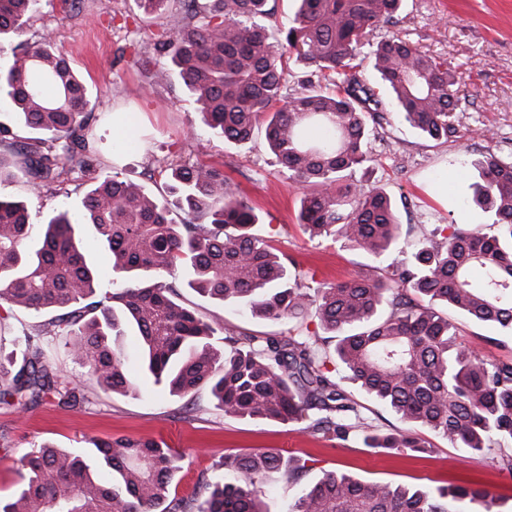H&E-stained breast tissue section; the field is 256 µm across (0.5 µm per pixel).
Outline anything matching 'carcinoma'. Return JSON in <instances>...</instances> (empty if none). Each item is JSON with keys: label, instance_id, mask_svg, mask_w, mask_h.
Masks as SVG:
<instances>
[{"label": "carcinoma", "instance_id": "obj_1", "mask_svg": "<svg viewBox=\"0 0 512 512\" xmlns=\"http://www.w3.org/2000/svg\"><path fill=\"white\" fill-rule=\"evenodd\" d=\"M295 2L281 24L277 0H136L145 14L166 20L151 79L177 74L211 133L228 143H249L264 130L277 164L303 189L298 223L311 237L389 255L401 239L395 203L355 178L373 162L368 128L382 126L392 108L420 134L446 138L468 95L448 60L395 35L375 39L398 23L403 0ZM37 4L0 0V44L24 31ZM365 48L374 83L361 70ZM292 61L309 70L298 90L288 88ZM2 100L15 122L39 134L24 147L33 189L53 182L61 163L88 166L91 92L49 40L12 48L0 66ZM474 166L473 202L492 223L442 238L420 227L405 261L369 265L347 281L320 284L312 296L300 264L254 232L255 208L235 197L221 164H167L159 197L106 177L77 211L62 209L44 224L30 223L23 202L0 198V302L71 309L23 334L25 364L0 398L53 393L64 404L76 401L41 361L45 336L62 338L107 389L136 393L117 346L132 331L145 376L183 396L206 388L228 416L306 421L313 434L390 452L429 453L417 427L477 457L493 443H512V358L468 350L448 320L452 308L512 338V159L489 150ZM84 226L112 261V293L100 298ZM179 270L201 296L283 322L287 331L254 336L203 320L179 302ZM310 315L322 333L309 331ZM345 382L406 427L372 424ZM307 463L272 451L239 455L235 481L203 478L200 497L176 501L179 459L162 442L123 436L79 450L43 445L24 462L23 483L0 500V512H264L254 491L262 474L279 471L292 483ZM488 498L479 486L433 491L327 471L289 512H455L466 499L488 509Z\"/></svg>", "mask_w": 512, "mask_h": 512}]
</instances>
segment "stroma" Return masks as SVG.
I'll return each instance as SVG.
<instances>
[{"label":"stroma","instance_id":"stroma-1","mask_svg":"<svg viewBox=\"0 0 512 512\" xmlns=\"http://www.w3.org/2000/svg\"><path fill=\"white\" fill-rule=\"evenodd\" d=\"M158 22L142 16L134 0H40L38 11L21 35L33 43L50 39L65 53L91 88L97 121L98 152L90 174L63 170L44 189L30 190L25 179L0 185V196L24 201L34 223L77 204L94 179L112 175L142 183L160 195L159 169L166 162L198 158L223 164L232 189L259 216L260 233L270 236L280 252L294 257L315 282L345 281L364 270L367 257L343 240L313 239L297 220L301 188L288 180L270 152L264 134L238 147L211 135L202 116L179 84L151 83L145 69L153 68V42ZM417 50L448 59L461 73L470 99L455 113L456 131L445 141L422 137L399 116L389 125L371 129L368 147L374 157L368 184L383 187L395 200L402 231L428 225L447 229L483 224L487 213L472 201L478 176L473 161L486 149L512 156V0H404L400 21L389 27ZM142 55L143 68L130 65ZM136 116L144 140L134 150L122 147L112 133V115ZM179 298L210 321L259 336L284 331L279 322L241 314L232 304L201 297L183 288ZM46 311L0 306V353L22 359L23 332L49 319ZM460 339L489 358L512 357V341L496 344L497 330L456 313ZM126 369L139 384L135 396L104 390L86 368L75 363L60 343L46 345L44 363L59 382L76 388L81 401L69 407L55 396L34 401H0V497L19 488L24 457L39 446L79 449L89 441L129 436L164 442L183 459L171 495L190 497L199 475L232 481L225 458L274 450L309 459L310 470L299 483H287L272 472L257 484L265 512H288L289 503L326 471H343L367 482L404 485H477L495 501L489 512H512V478L497 464L498 449L475 459L448 439L428 430L421 438L431 446L427 458L390 454L361 442L330 441L312 435L304 422H258L224 415L208 391L183 397L144 379L135 336L122 342Z\"/></svg>","mask_w":512,"mask_h":512}]
</instances>
